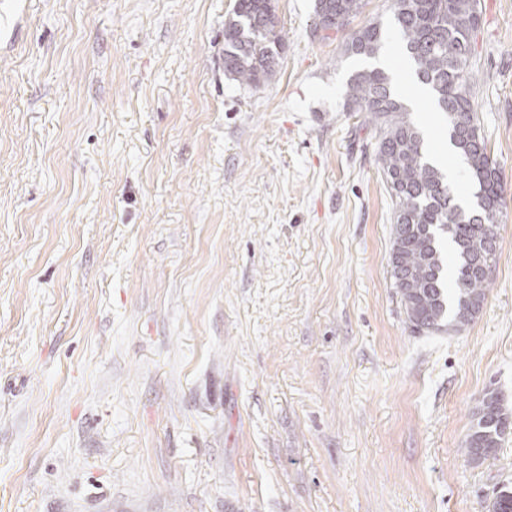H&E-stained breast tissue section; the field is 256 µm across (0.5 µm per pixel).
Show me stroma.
<instances>
[{
	"mask_svg": "<svg viewBox=\"0 0 512 512\" xmlns=\"http://www.w3.org/2000/svg\"><path fill=\"white\" fill-rule=\"evenodd\" d=\"M277 75L224 74L235 0H35L0 57V512H489L512 437V0L470 93L507 207L482 311L411 332L345 35L275 0ZM428 152L444 113L409 102ZM474 421L463 448L469 460L477 462L492 455L486 453L488 448H494L495 453L506 437L512 434V411L503 404L496 389H489L474 413ZM481 448L484 454L478 457Z\"/></svg>",
	"mask_w": 512,
	"mask_h": 512,
	"instance_id": "obj_1",
	"label": "stroma"
}]
</instances>
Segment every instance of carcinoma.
<instances>
[{
  "mask_svg": "<svg viewBox=\"0 0 512 512\" xmlns=\"http://www.w3.org/2000/svg\"><path fill=\"white\" fill-rule=\"evenodd\" d=\"M362 0H316L314 32L346 30ZM393 25L421 83L448 118L450 140L467 161L477 207L464 212L442 171L432 165L423 138L381 68L356 73L347 83L346 106L363 112L378 130L377 162L394 203L390 255L393 287L412 331L458 332L482 310L496 265V224L505 206L500 171L491 158L469 98L472 59L481 17L479 0H391ZM384 40L378 23L353 32L344 44L352 56H376ZM282 38L272 0H236L224 21V74L257 87L278 72ZM454 244V293L444 277L443 238ZM512 434V411L497 390L485 392L463 442L473 462L480 449L501 446Z\"/></svg>",
  "mask_w": 512,
  "mask_h": 512,
  "instance_id": "1",
  "label": "carcinoma"
}]
</instances>
